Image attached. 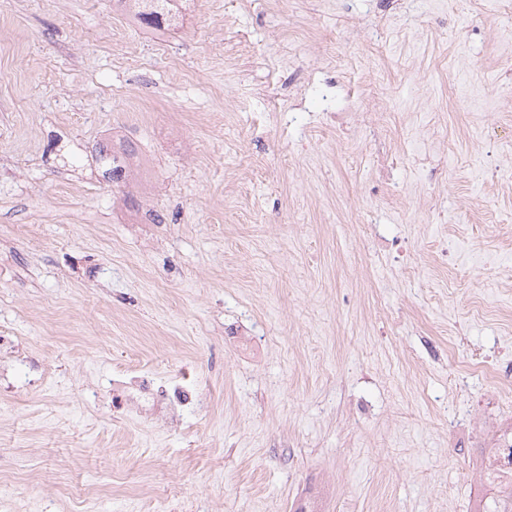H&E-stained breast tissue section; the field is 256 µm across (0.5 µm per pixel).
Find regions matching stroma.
Listing matches in <instances>:
<instances>
[{
  "mask_svg": "<svg viewBox=\"0 0 512 512\" xmlns=\"http://www.w3.org/2000/svg\"><path fill=\"white\" fill-rule=\"evenodd\" d=\"M125 24L0 0V512H471L512 427V0ZM125 364L211 405L113 416ZM122 152L114 150V145L110 143H102L95 148L93 156L97 169L101 173L104 180L112 183L124 181L129 175L124 165V157L132 155L131 150L121 148Z\"/></svg>",
  "mask_w": 512,
  "mask_h": 512,
  "instance_id": "obj_1",
  "label": "stroma"
}]
</instances>
